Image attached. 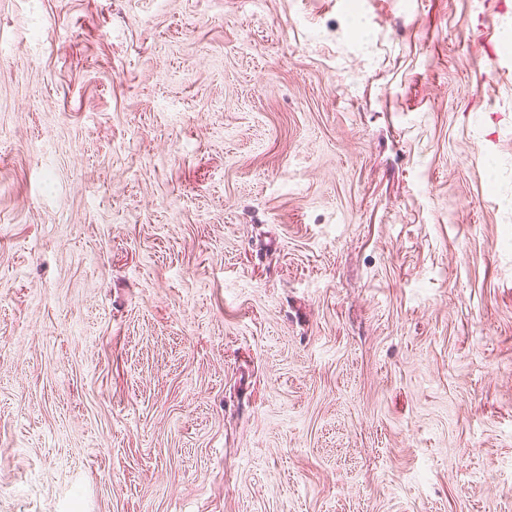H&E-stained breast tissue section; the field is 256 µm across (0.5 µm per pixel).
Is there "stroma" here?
Masks as SVG:
<instances>
[{"label":"stroma","instance_id":"35a3bbf8","mask_svg":"<svg viewBox=\"0 0 512 512\" xmlns=\"http://www.w3.org/2000/svg\"><path fill=\"white\" fill-rule=\"evenodd\" d=\"M0 512H512V0H0Z\"/></svg>","mask_w":512,"mask_h":512}]
</instances>
